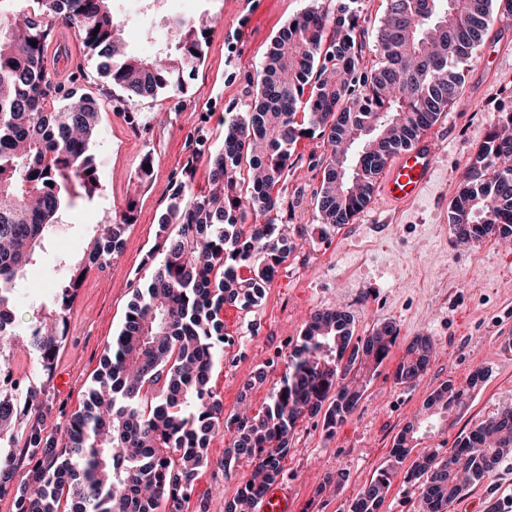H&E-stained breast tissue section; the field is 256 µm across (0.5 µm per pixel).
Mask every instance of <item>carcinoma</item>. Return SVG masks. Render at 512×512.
Listing matches in <instances>:
<instances>
[{"label":"carcinoma","mask_w":512,"mask_h":512,"mask_svg":"<svg viewBox=\"0 0 512 512\" xmlns=\"http://www.w3.org/2000/svg\"><path fill=\"white\" fill-rule=\"evenodd\" d=\"M35 2L38 10L21 26L0 18V350L22 344L46 379L25 386L13 381L22 392L19 400L0 389V449H9L0 452V495L13 494L15 512H183L210 438L222 428L229 434L224 468L242 458L255 467L224 505V512H244L242 506H257L283 477L282 460L299 419L321 414L324 428L334 432L362 397L348 376L360 365L378 367L397 340L390 324L355 340L349 314L318 312L264 411L224 417V402L211 385L214 362L224 354V307L258 305L292 250L273 220L246 225L248 212L266 216L282 208L274 189L286 177L290 149L317 132L329 157L314 208L326 224L351 223L388 160L447 111L493 9L511 16L512 0H387L374 44L380 64L370 70L360 63L359 0H337L334 9H312L283 27L258 71L251 102L224 130V146L213 152L198 139L195 156L206 158L220 196L201 193L186 203L183 184L171 194L158 221L160 242L148 256L154 272L129 303L83 409L70 415L61 436L46 430L42 408L75 296L70 281L91 269V258L121 250L134 203L98 226L82 254L60 258L70 278L55 288L54 310L22 322L16 313L19 281L41 260L57 214L74 205L77 190L90 197L98 187L90 148L100 106L83 96L74 106L55 108L77 90L52 83L43 66L44 45L53 22L61 21L101 59L112 85L129 98H151L183 89L210 28L181 22L173 28L174 51L143 60L126 50L110 0ZM302 103L305 124L294 120ZM244 169L259 176L243 192ZM450 223L463 241L512 236L511 112L469 165ZM434 347L429 336L415 338L397 365V383L419 379ZM483 379L479 370L468 388L447 384L435 392L427 405L431 413L423 424L404 428L391 449V465L361 488L351 512H378L422 425L439 432L454 425L467 389ZM147 384L158 387L150 400ZM12 448L28 459L19 479ZM510 454L511 405L447 453L416 457L405 478L422 481L420 512H448Z\"/></svg>","instance_id":"obj_1"}]
</instances>
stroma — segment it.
<instances>
[{
	"mask_svg": "<svg viewBox=\"0 0 512 512\" xmlns=\"http://www.w3.org/2000/svg\"><path fill=\"white\" fill-rule=\"evenodd\" d=\"M187 17L209 13L216 20L200 65L184 77L180 91L127 99L101 75L98 62L72 28L55 23L44 48L53 82L73 85L101 107L91 151L99 187L92 199H76L57 216L38 274L20 285L18 316L35 321L52 300V287L68 275L58 255H78L93 229L108 223L127 202H135L124 232V249L83 277L67 313L66 336L56 355L51 402L43 411L46 430L62 428L68 414L87 398L101 356L124 322L136 289L152 265L145 259L157 243L158 220L177 184L205 189L209 168L192 159L198 135L211 147L252 97L253 79L275 36L289 20L312 8L333 9L336 0H179ZM512 112V17L499 18L484 33L465 67V83L446 114L428 132L437 143L436 180L422 200L395 211L370 200L354 221L324 224L313 208L327 148L320 136L305 137L291 150L283 201L275 221L293 250L248 311L224 309L225 348L212 372V385L225 413L240 407L257 413L269 403L286 371L290 352L311 314L342 308L352 318L354 337L392 323L398 338L389 356L362 372L357 410L328 432L322 417L298 421L283 465L292 512H350L358 490L388 465L403 428L417 420L428 399L444 384L466 385L475 370L485 378L473 389L457 424L421 436L416 453L447 452L458 438L512 404V241L494 238L460 243L448 223L452 200L479 146ZM151 174L140 178L145 156ZM431 336L437 354L416 382L399 384L394 373L405 347ZM263 382L247 386L256 372ZM228 437L216 433L207 463L198 472L184 512H224L250 478L239 461L225 469ZM341 485L327 484V476ZM448 512H512V455L455 500Z\"/></svg>",
	"mask_w": 512,
	"mask_h": 512,
	"instance_id": "stroma-1",
	"label": "stroma"
}]
</instances>
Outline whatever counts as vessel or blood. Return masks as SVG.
I'll use <instances>...</instances> for the list:
<instances>
[{
  "instance_id": "b4317fda",
  "label": "vessel or blood",
  "mask_w": 512,
  "mask_h": 512,
  "mask_svg": "<svg viewBox=\"0 0 512 512\" xmlns=\"http://www.w3.org/2000/svg\"><path fill=\"white\" fill-rule=\"evenodd\" d=\"M436 148L428 138L399 151L377 186L385 205L404 209L419 201L436 176Z\"/></svg>"
}]
</instances>
